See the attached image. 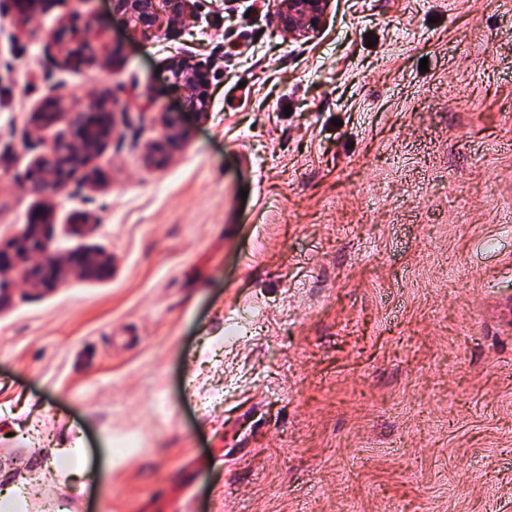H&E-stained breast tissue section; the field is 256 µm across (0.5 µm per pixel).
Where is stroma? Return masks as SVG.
<instances>
[{
    "label": "stroma",
    "instance_id": "1",
    "mask_svg": "<svg viewBox=\"0 0 512 512\" xmlns=\"http://www.w3.org/2000/svg\"><path fill=\"white\" fill-rule=\"evenodd\" d=\"M275 0H200L133 38L109 0L21 21L0 0V244L23 183L96 91L116 131L53 201L54 255L100 280L0 308V491L26 512H512V0H332L288 39ZM115 68H65L62 12ZM211 72L184 111L167 64ZM427 71H420V62ZM187 144L145 155L157 113ZM82 448L91 481L50 464ZM158 124L160 138L148 148V161L157 167L167 164L173 154L185 145V136L178 112H160Z\"/></svg>",
    "mask_w": 512,
    "mask_h": 512
}]
</instances>
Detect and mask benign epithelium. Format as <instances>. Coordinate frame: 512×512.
<instances>
[{
    "label": "benign epithelium",
    "mask_w": 512,
    "mask_h": 512,
    "mask_svg": "<svg viewBox=\"0 0 512 512\" xmlns=\"http://www.w3.org/2000/svg\"><path fill=\"white\" fill-rule=\"evenodd\" d=\"M23 19L38 11L63 6L69 0H14ZM112 13L119 16L134 38L149 40L170 21L195 11L196 0H111ZM330 0H279L277 24L279 30L292 39L307 37L319 31L327 14ZM106 26L100 21L83 22L76 15L62 17L61 26L52 33L60 46L62 64L78 69L86 65L112 66L116 62L109 43L104 39ZM169 78L175 87H185L187 111L200 119L209 115L208 74L188 59H174L168 66ZM69 115V134L46 146L45 151L31 162L25 176L30 194L43 206L31 213L24 233L7 246H0V306L6 303L3 277L19 271L32 288H54L74 274L87 279L106 275L112 259L94 252H81L58 259L49 253L42 227L49 222L47 208L79 173L85 180L97 184V174L90 164L115 132L112 104L95 92L88 94L80 106H69L61 97L49 93L32 113L36 127L54 123L61 115ZM160 138L148 148V161L157 167L167 164L173 154L185 145L181 118L177 112H160L157 118Z\"/></svg>",
    "instance_id": "obj_1"
}]
</instances>
